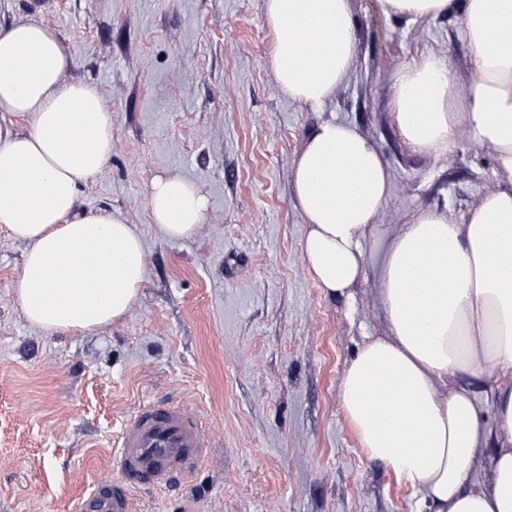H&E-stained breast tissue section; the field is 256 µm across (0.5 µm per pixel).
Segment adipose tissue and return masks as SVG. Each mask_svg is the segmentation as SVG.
Instances as JSON below:
<instances>
[{"instance_id": "adipose-tissue-1", "label": "adipose tissue", "mask_w": 512, "mask_h": 512, "mask_svg": "<svg viewBox=\"0 0 512 512\" xmlns=\"http://www.w3.org/2000/svg\"><path fill=\"white\" fill-rule=\"evenodd\" d=\"M271 64L281 92L322 107L356 52L349 0H265ZM512 0H464L472 78L423 55L394 75L390 118L425 155L446 152L460 129L494 149L497 188L453 224L420 213L388 244L379 272L389 334L366 339L339 384L341 408L371 459L419 490L420 512H512ZM71 61L35 21L0 26V112L24 130L0 142V229L25 242L15 283L24 318L51 332H83L125 318L145 281L136 225L80 213L78 192L112 153V114L98 90L64 79ZM308 268L331 298L365 272L364 241L391 192L382 154L349 124L326 120L292 173ZM153 224L171 240L201 224L208 201L189 180L156 178ZM455 377L452 390L440 384ZM495 382L496 430L479 419L474 389ZM493 442L490 488L468 485L482 443Z\"/></svg>"}]
</instances>
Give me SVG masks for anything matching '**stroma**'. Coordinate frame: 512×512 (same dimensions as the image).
I'll list each match as a JSON object with an SVG mask.
<instances>
[{
	"mask_svg": "<svg viewBox=\"0 0 512 512\" xmlns=\"http://www.w3.org/2000/svg\"><path fill=\"white\" fill-rule=\"evenodd\" d=\"M351 9L355 62L312 109L279 90L264 0H0V24L47 25L73 60L65 80L109 105L112 155L79 209L137 225L146 252L125 320L50 333L22 315L13 285L26 245L0 230V512H74L93 482H120L114 439L165 399L201 414L211 448L190 477L137 490L138 512H417L419 492L360 448L339 380L365 337L388 334L389 240L425 210L463 223L497 185L494 151L462 132L446 153L419 155L389 116L393 74L420 55L469 80L459 7L416 20L386 17L379 0ZM329 119L366 137L392 174L348 299L312 278L293 203L292 165ZM159 176L189 179L208 200L182 240L151 221Z\"/></svg>",
	"mask_w": 512,
	"mask_h": 512,
	"instance_id": "35a3bbf8",
	"label": "stroma"
}]
</instances>
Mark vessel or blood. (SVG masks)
I'll list each match as a JSON object with an SVG mask.
<instances>
[{"label":"vessel or blood","mask_w":512,"mask_h":512,"mask_svg":"<svg viewBox=\"0 0 512 512\" xmlns=\"http://www.w3.org/2000/svg\"><path fill=\"white\" fill-rule=\"evenodd\" d=\"M209 449L196 412L172 400L149 403L127 420L114 442L121 483L97 482L77 512H135V490L165 488L189 476Z\"/></svg>","instance_id":"b4317fda"}]
</instances>
